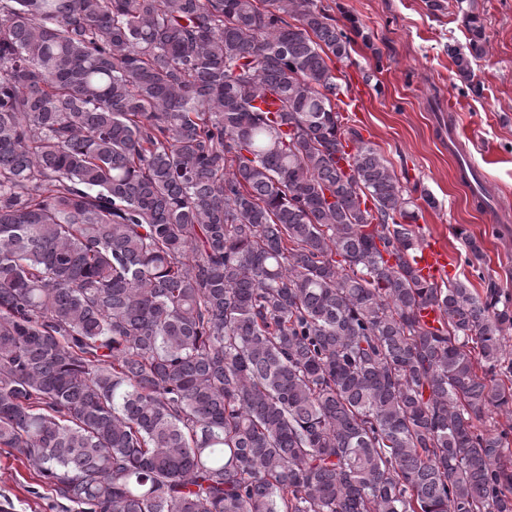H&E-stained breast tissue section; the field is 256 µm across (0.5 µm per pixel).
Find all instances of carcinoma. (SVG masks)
Returning <instances> with one entry per match:
<instances>
[{
	"label": "carcinoma",
	"instance_id": "1",
	"mask_svg": "<svg viewBox=\"0 0 512 512\" xmlns=\"http://www.w3.org/2000/svg\"><path fill=\"white\" fill-rule=\"evenodd\" d=\"M354 34L316 0H0V448L48 496L512 512V298L472 239L480 288L417 276L420 205L338 104Z\"/></svg>",
	"mask_w": 512,
	"mask_h": 512
}]
</instances>
